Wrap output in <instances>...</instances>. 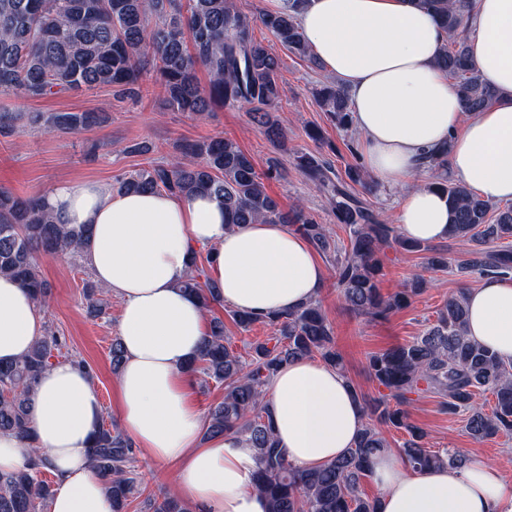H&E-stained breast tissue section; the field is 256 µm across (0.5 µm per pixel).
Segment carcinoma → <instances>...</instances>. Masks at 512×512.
Here are the masks:
<instances>
[{"instance_id":"obj_1","label":"carcinoma","mask_w":512,"mask_h":512,"mask_svg":"<svg viewBox=\"0 0 512 512\" xmlns=\"http://www.w3.org/2000/svg\"><path fill=\"white\" fill-rule=\"evenodd\" d=\"M448 31L451 43L437 64L453 80L465 111L480 112L493 104L495 91L486 85L469 56L463 36L474 0H424ZM259 21L300 57H310L294 15L268 12L254 19L233 8L231 0H0V94L40 99L71 90L109 88L119 96L140 94L142 72L150 65L159 73L167 103L179 112L200 114L213 105L246 106L279 144L285 130L270 112L279 98L280 61L254 41L252 25ZM209 74L199 84L197 67ZM336 126L349 125L346 93L330 84L315 89ZM101 112H31L35 128L81 134L106 122ZM182 158L170 165H150L119 181L122 191H155L192 195L207 193L224 205V221L237 224H295L319 251L336 262V287L348 309L369 320L383 319L410 305L426 285L415 276L409 284L385 297L379 288L384 248L420 252L425 246L396 234L379 221L342 181L332 178L322 156L302 153L297 169L326 190L336 220L344 227L348 245L339 250L329 231L303 210H282L267 193L252 159L238 145L212 138L187 142ZM433 186L446 193L449 236L477 246L472 258L457 265L466 276L512 273V206L495 207L466 185L443 178ZM90 234L87 224H60L42 196L19 197L0 188V273L14 276L38 306L47 303L48 283L36 253L82 255ZM204 270L193 264L183 290L207 309L216 297L205 290ZM232 322L247 331L256 324L273 335L250 345L244 359L224 338V324L214 322L204 338L192 371L224 384V401L209 409L205 437L235 431L250 437L258 469L252 487L271 502L273 512H377V499L360 490L371 476L374 456L388 448L380 427L404 434L399 457L414 470L434 466L460 468L464 455L425 447L428 433L414 423L412 395L431 392L441 397L450 415L467 414L466 430L477 440L512 434V366L500 362L487 347L465 333V292L448 298L436 322L412 340L368 358V371L383 393L375 399L360 396L368 421L352 448L329 464L302 469L279 447L266 413L262 387L283 365L300 357H318L345 372L336 349L334 329L318 301L287 314L254 317L229 311ZM61 341L47 332L20 359L0 363V431L29 435L31 393L50 365ZM494 397L491 411L476 401L477 394ZM134 449L118 428L101 422L92 449V464L112 497L113 512H127L138 479L129 463ZM45 468L31 456L21 470L0 474V512H43L51 484ZM150 512H189L171 496L149 495Z\"/></svg>"}]
</instances>
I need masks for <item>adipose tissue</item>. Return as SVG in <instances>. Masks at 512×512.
<instances>
[{
    "instance_id": "ef3b65f1",
    "label": "adipose tissue",
    "mask_w": 512,
    "mask_h": 512,
    "mask_svg": "<svg viewBox=\"0 0 512 512\" xmlns=\"http://www.w3.org/2000/svg\"><path fill=\"white\" fill-rule=\"evenodd\" d=\"M271 3L280 12L296 9L313 58L344 87L365 168L402 191L403 237L448 235L447 197L409 184L431 151L447 149L449 175L482 199L512 201V0H475L469 52L497 98L474 113L465 112L437 65L448 34L422 0ZM44 201L62 222L90 225L86 263L122 302L118 416L132 447L172 467L179 494L196 512H271L252 488L258 461L250 438H200L201 417L187 396L188 364L207 334L205 312L180 284L205 247L208 281L222 302L257 317L292 311L326 284L327 268L312 243L284 224L227 228L223 206L209 195L117 192L69 179ZM466 305L468 336L512 365V275L482 278ZM45 331L28 291L0 273V362L21 357ZM263 393L280 448L301 468L341 457L365 423L347 378L311 358L284 365ZM101 416L87 369L71 360L52 364L32 395L30 436L0 432V472L23 468L30 448H38L54 476L48 512H112L91 464ZM373 479L379 512H512V481L478 458L415 472L388 450L374 459Z\"/></svg>"
}]
</instances>
